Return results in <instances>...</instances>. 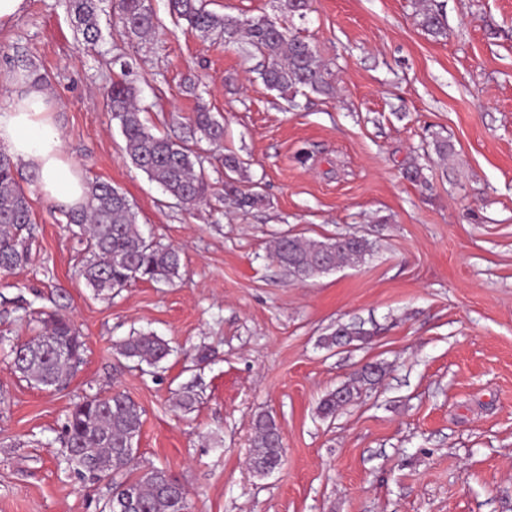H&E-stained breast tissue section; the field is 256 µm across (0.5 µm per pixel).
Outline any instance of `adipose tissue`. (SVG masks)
Wrapping results in <instances>:
<instances>
[{
    "label": "adipose tissue",
    "mask_w": 512,
    "mask_h": 512,
    "mask_svg": "<svg viewBox=\"0 0 512 512\" xmlns=\"http://www.w3.org/2000/svg\"><path fill=\"white\" fill-rule=\"evenodd\" d=\"M53 110V101L40 85L28 80L14 84L0 99V147L34 175L46 198L77 208L86 202L87 187L65 154Z\"/></svg>",
    "instance_id": "ef3b65f1"
}]
</instances>
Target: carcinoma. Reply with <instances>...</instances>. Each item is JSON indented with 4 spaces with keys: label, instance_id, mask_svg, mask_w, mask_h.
<instances>
[{
    "label": "carcinoma",
    "instance_id": "1",
    "mask_svg": "<svg viewBox=\"0 0 512 512\" xmlns=\"http://www.w3.org/2000/svg\"><path fill=\"white\" fill-rule=\"evenodd\" d=\"M78 17L84 40L94 43L100 37L96 0H69ZM170 13L187 27L208 37L217 35L224 44L241 43L264 58L259 76L263 84L287 102L307 88L331 95L335 82L331 70L321 61L315 47L298 36H291L274 21L265 18L242 19L207 9L206 0H168ZM114 26L127 36L146 37L158 25L150 0H113ZM420 25L436 36L445 35L439 14L426 8ZM107 106L119 123L126 140L130 163L160 184L176 201L186 206L205 202L210 184L205 176L204 157L196 148L198 140L219 146L224 142V125L203 104L197 105L189 138L175 142L154 134L142 119L137 105L138 89L134 81L124 78L112 82L105 92ZM224 195L240 209L263 202L257 192H245L234 174L241 161L232 154L224 155ZM89 198L79 209L64 211L67 223L79 227L86 237L90 258L80 269V276L94 295H110L136 280L171 284L181 278L178 250L165 246L141 231L133 204L119 188L105 181L88 185ZM33 212L25 190L15 178V164L0 151V274L14 275L30 260L33 235ZM376 241L355 234L325 240H310L296 235L276 238L272 257L289 281H307L328 273L338 266L356 265L372 256ZM54 309L40 312L43 330L19 343L21 353L11 351L15 371L28 381L45 389L67 383L71 373L83 363L85 343L65 313L66 305L53 301ZM371 333L353 326L347 334L333 331L323 337L330 347L365 342ZM117 353L150 367L158 366L171 354L162 338L153 334L130 336L115 344ZM384 367L371 363L362 367L347 383L329 392L321 400L319 410L336 414L354 397V384H371L383 374ZM142 412L125 393L116 391L106 397L86 398L70 411L64 427L67 461L84 482L112 480V496L106 503L115 512V503L125 490L136 496L140 508L136 512H190L189 493L165 470L152 468L130 478L134 463L126 448L141 431ZM254 437L250 453L255 473L265 468L280 454L283 429L270 414H259L254 420Z\"/></svg>",
    "mask_w": 512,
    "mask_h": 512
}]
</instances>
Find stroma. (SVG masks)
<instances>
[{"label":"stroma","mask_w":512,"mask_h":512,"mask_svg":"<svg viewBox=\"0 0 512 512\" xmlns=\"http://www.w3.org/2000/svg\"><path fill=\"white\" fill-rule=\"evenodd\" d=\"M427 4L441 6L446 36L420 26L418 0H311L302 19L279 0H208L315 46L336 91L291 107L246 45L191 31L167 0H152L159 25L143 40L114 31L107 10L101 39L85 42L67 0H27L0 30V94L15 72L45 74L84 181L121 188L145 233L183 263L173 284L95 296L79 274L85 243L19 172L36 224L30 265L0 276V512H102L110 485L68 467L63 430L75 403L116 390L143 410L138 467L179 480L191 512H512V0ZM126 73L156 134L180 140L200 103L221 116V148L199 144L207 202L184 208L128 161L105 99ZM438 139L454 146L448 160ZM230 152L261 205L225 200ZM414 164L416 181L405 176ZM288 234H357L377 248L297 283L270 255ZM55 291L86 350L48 391L15 374L9 353L40 331L34 313ZM354 322L370 342L321 345ZM140 331L169 342L162 367L114 354ZM368 362L383 378L322 417V397ZM189 384L199 398L187 411L176 395ZM265 412L283 428L285 463L260 477L248 459Z\"/></svg>","instance_id":"35a3bbf8"}]
</instances>
